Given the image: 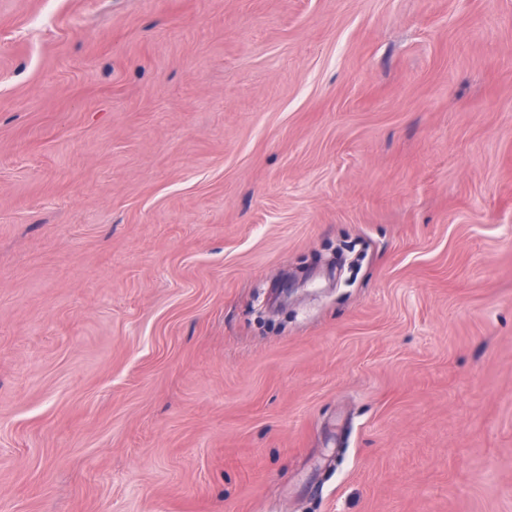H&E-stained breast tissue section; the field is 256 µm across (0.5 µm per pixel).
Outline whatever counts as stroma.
Segmentation results:
<instances>
[{
    "mask_svg": "<svg viewBox=\"0 0 512 512\" xmlns=\"http://www.w3.org/2000/svg\"><path fill=\"white\" fill-rule=\"evenodd\" d=\"M0 512H512V0H0Z\"/></svg>",
    "mask_w": 512,
    "mask_h": 512,
    "instance_id": "35a3bbf8",
    "label": "stroma"
}]
</instances>
